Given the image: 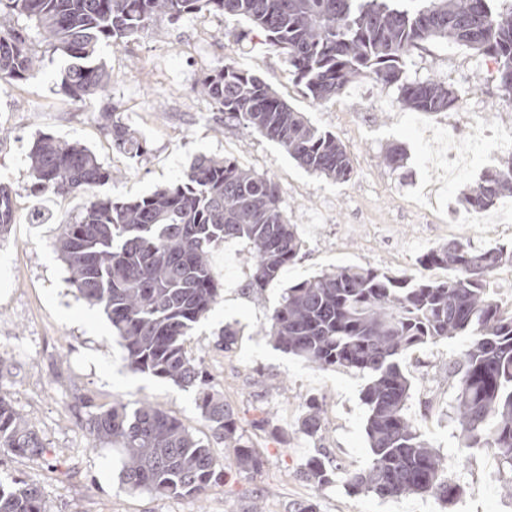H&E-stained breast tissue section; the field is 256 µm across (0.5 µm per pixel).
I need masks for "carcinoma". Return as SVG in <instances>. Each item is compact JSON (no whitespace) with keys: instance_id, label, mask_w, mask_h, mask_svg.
Returning <instances> with one entry per match:
<instances>
[{"instance_id":"carcinoma-1","label":"carcinoma","mask_w":512,"mask_h":512,"mask_svg":"<svg viewBox=\"0 0 512 512\" xmlns=\"http://www.w3.org/2000/svg\"><path fill=\"white\" fill-rule=\"evenodd\" d=\"M0 0V9L35 23L43 42L68 61L62 86L76 101L106 92L108 73L98 59L101 43L119 46L157 18L176 22L187 14L240 15L284 54L298 83L315 101H328L363 74L397 90L403 106L445 112L455 91L434 81L411 80L405 58L421 42L466 46L498 65L501 90L512 96V0ZM38 59L26 39L0 34V81H27ZM200 92L224 113L227 125L246 124L278 143L306 171L343 184L354 173L345 146L312 125L260 77L226 64L205 77ZM101 120L112 141L134 156L142 142L108 110ZM31 190L61 197L89 195L112 179L86 147L49 134L29 153ZM512 193V157L488 168L464 196L481 213ZM14 220L13 195L0 184V235ZM229 240L253 251L249 286L265 288L294 263L304 242L281 208L277 184L226 157H201L170 186L127 200L96 197L64 225L56 247L69 283L89 306L104 311L125 350L128 367L179 387L205 384L200 364L184 340L214 306L219 288L212 250ZM512 264V249H477L450 242L417 260L420 274H391L349 265L288 286L269 317L268 335L281 350L323 369L354 371L366 379L361 400L370 465L341 470L320 453L304 464L303 477L318 486L343 473L348 488L379 499L431 495L453 503L460 483L445 475L441 457L407 414L411 384L401 366L412 351L463 336L465 349L448 364L455 382L458 447L489 449L502 480L512 486V310L489 288L492 273ZM443 267L448 278L425 271ZM198 408L236 471L254 476L263 460L237 433L233 410L208 391ZM322 411L311 400L298 431L318 435ZM93 447L114 444L123 452L120 479L131 493L201 497L223 476L209 446L177 418L151 402L123 404L89 420ZM0 448L33 455L42 448L29 420L0 395ZM0 512H48L39 489L0 481Z\"/></svg>"}]
</instances>
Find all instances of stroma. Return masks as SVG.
Wrapping results in <instances>:
<instances>
[{"label":"stroma","instance_id":"stroma-1","mask_svg":"<svg viewBox=\"0 0 512 512\" xmlns=\"http://www.w3.org/2000/svg\"><path fill=\"white\" fill-rule=\"evenodd\" d=\"M235 31L225 40V31ZM0 32L26 38L41 61L38 76L22 84L0 82V182L11 187L14 222L0 237V394L30 420L41 453L15 456L0 450V478L35 485L48 512H291L313 500L319 512H512V491L502 482L491 451H462L455 439L456 387L448 364L464 349L463 337L409 354L402 367L412 381L408 412L439 453L448 475L465 492L452 504L431 496L381 500L355 493L343 482L316 486L301 468L324 450L340 468L360 470L372 460L365 435L364 378L320 369L274 346L269 316L289 285L345 265H370L396 274L415 273L428 249L452 240L484 248L512 247V221L475 224L461 203L482 172L500 155L482 150L467 169L439 183L429 159L440 150L434 129L454 125L469 137L478 124L492 136L512 129V100L495 80L493 61L444 41L411 51L410 79L450 86L457 108L417 112L401 106L395 88L362 75L335 98L318 102L299 85L286 56L270 48L262 31L221 11L156 19L149 30L120 46L101 45L110 75L104 96L71 99L63 90L60 55L40 39L32 21L0 13ZM230 63L263 79L319 129L346 147L354 178L338 184L301 169L277 144L224 115L199 91L214 68ZM111 108L134 129L140 156L119 151L99 120ZM42 134L91 149L112 178L95 188L115 200L145 196L178 182L200 156L231 157L271 177L281 206L305 243L299 259L277 282L253 290L255 257L229 241L211 253L221 295L186 338L189 355L207 373V388L234 409L238 427L264 460L251 478L236 474L233 451L214 439L197 407L199 390L132 372L102 311L90 308L68 282L56 241L64 224L85 204L81 198L34 195L29 153ZM400 146L403 168L384 162ZM237 336L231 350L217 347L224 327ZM324 411L316 438L297 429L309 400ZM148 401L208 442L224 478L200 499L159 498L128 492L120 481L119 454L91 445L88 422L115 404L135 408Z\"/></svg>","mask_w":512,"mask_h":512}]
</instances>
